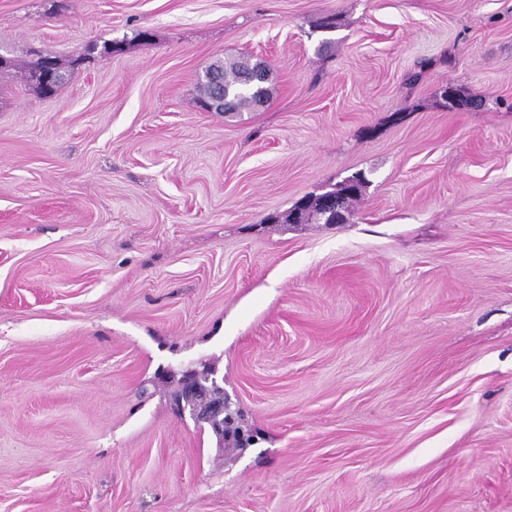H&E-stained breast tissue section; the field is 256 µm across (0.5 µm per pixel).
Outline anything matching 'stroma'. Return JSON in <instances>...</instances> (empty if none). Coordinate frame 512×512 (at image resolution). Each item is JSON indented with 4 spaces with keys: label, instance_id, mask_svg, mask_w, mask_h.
<instances>
[{
    "label": "stroma",
    "instance_id": "stroma-1",
    "mask_svg": "<svg viewBox=\"0 0 512 512\" xmlns=\"http://www.w3.org/2000/svg\"><path fill=\"white\" fill-rule=\"evenodd\" d=\"M0 53V512H512V0H0ZM260 65L264 66L269 73L266 65L261 62L251 63V60L248 58L239 57L224 61V82L230 88L237 89L238 91L236 111L241 108L255 106L254 99H256V96L254 91L248 87L247 81L253 73L261 70L266 74V80L264 82L266 83L268 75L266 70ZM41 68H42V63L40 62V60H38V58L30 61L26 66L25 79L28 82H31L32 84H34V83L37 84V87L41 90L42 93L51 94L54 92L55 87L59 83L60 74H59V77L54 80V82L52 83V86H51V82L53 80V75H54V73L51 71L52 67L50 66L49 69L44 71L43 75L40 78V84L43 88L48 89L51 87L48 92H44L41 89L39 81H38L39 76H37L38 73L40 72ZM208 68H206L203 73H205V77L211 81L214 94L212 101L206 103V107L214 110L217 108L218 110L225 112L232 103V95L230 94V91L224 87V84L219 81L217 72L221 71L216 70L217 65L211 66L209 69ZM364 184L365 183L361 175L351 176L338 184L331 191H327L319 195L304 197L299 200L286 214H272L269 215L266 220L279 224H319L321 223V220L324 221V224H339L331 222L330 220H333L334 218H336V220L342 218V214L343 221L345 220L344 212H350L349 208L361 197L362 187ZM353 191L358 194H347ZM327 193L335 194L336 196H344L342 210H340V202L335 196L326 195L324 197V211L326 215L322 212L321 200ZM211 373V370H206L198 377L195 392L190 400L193 405L204 407L205 409H209L213 405L217 388L213 387L212 381L210 385L208 384V376L211 375Z\"/></svg>",
    "mask_w": 512,
    "mask_h": 512
}]
</instances>
